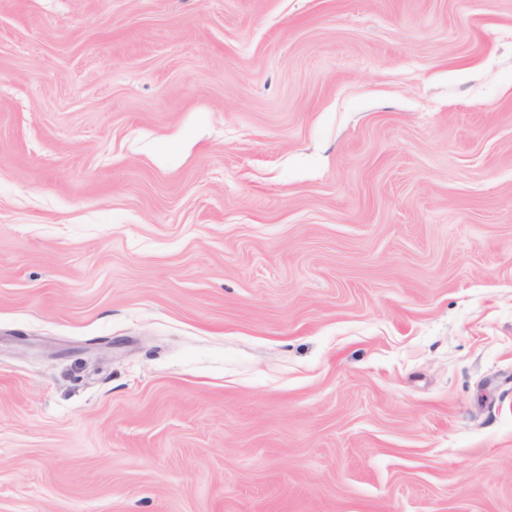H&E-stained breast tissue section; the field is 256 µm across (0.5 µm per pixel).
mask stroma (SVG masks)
Listing matches in <instances>:
<instances>
[{
    "label": "stroma",
    "mask_w": 512,
    "mask_h": 512,
    "mask_svg": "<svg viewBox=\"0 0 512 512\" xmlns=\"http://www.w3.org/2000/svg\"><path fill=\"white\" fill-rule=\"evenodd\" d=\"M0 512H512V0H0Z\"/></svg>",
    "instance_id": "obj_1"
}]
</instances>
